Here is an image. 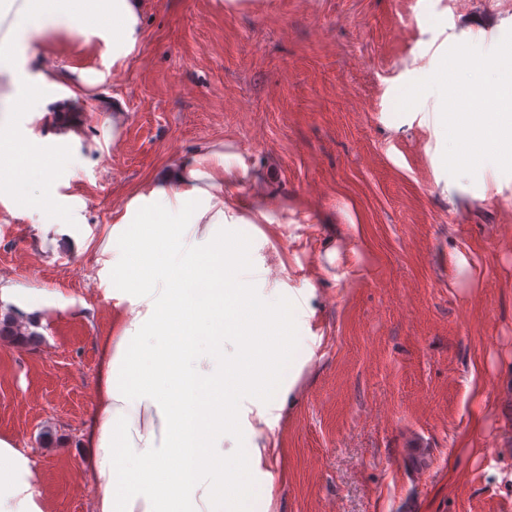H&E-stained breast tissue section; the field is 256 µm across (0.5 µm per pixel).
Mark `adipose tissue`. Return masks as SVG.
I'll return each instance as SVG.
<instances>
[{"label": "adipose tissue", "instance_id": "adipose-tissue-1", "mask_svg": "<svg viewBox=\"0 0 512 512\" xmlns=\"http://www.w3.org/2000/svg\"><path fill=\"white\" fill-rule=\"evenodd\" d=\"M27 34L38 35L50 14L71 22L107 17L100 38L113 59L138 46V0H23ZM259 184L238 153L210 150L171 167L130 195L100 237L73 235L78 251L92 252L95 278L114 304L107 334L98 337L94 407L80 441V470L96 490L93 512H215L224 472L250 464L251 448L224 455V404L209 408L208 424L189 425L171 395L174 382L222 374L224 342L211 338L194 362L182 351L155 352L161 336L224 307V287L252 294L247 264L224 250V227L267 220L264 210L243 216L233 189ZM191 432L196 470L166 475L177 433ZM0 512H48L36 462L12 435L0 434Z\"/></svg>", "mask_w": 512, "mask_h": 512}]
</instances>
